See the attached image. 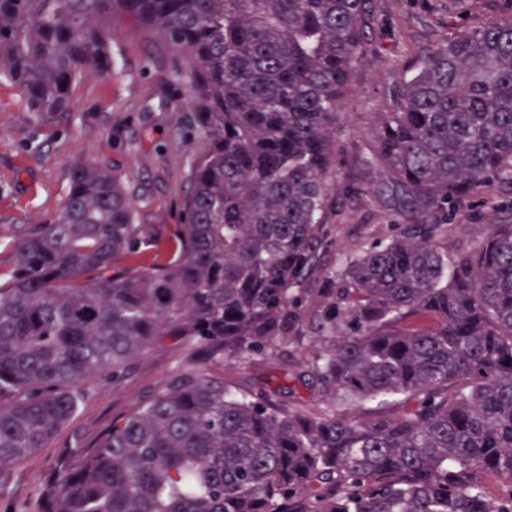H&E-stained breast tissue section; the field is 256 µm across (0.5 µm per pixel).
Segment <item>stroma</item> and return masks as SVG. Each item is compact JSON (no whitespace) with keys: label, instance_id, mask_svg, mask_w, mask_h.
I'll list each match as a JSON object with an SVG mask.
<instances>
[{"label":"stroma","instance_id":"stroma-1","mask_svg":"<svg viewBox=\"0 0 512 512\" xmlns=\"http://www.w3.org/2000/svg\"><path fill=\"white\" fill-rule=\"evenodd\" d=\"M373 4L372 41L339 107L338 184L331 195L338 208L327 214L336 246L324 256L326 274L311 283L319 292L334 287L328 272L344 254L387 239L395 225L406 221L378 172L363 164L376 148L379 117L388 111L404 69L417 64V50L430 48L448 30L474 26L506 8L505 0H481L477 9L452 17L446 10L448 0ZM111 47L112 71L85 76L73 92L68 112L50 122L29 111L15 85L0 81V269L7 258L5 246L57 214L73 165L88 161L121 177L135 200L138 223L154 229V240L144 241L143 250L169 254L189 189V159L199 148L182 132L185 85L171 78L184 63L171 48L118 22L112 25ZM506 209L512 211L510 187L491 200L481 193L473 195L449 208L439 245L452 255L472 248ZM321 347L309 336L303 343L282 347L278 354L221 366L205 360L194 346L169 340L152 348L132 364L122 381L96 379L85 384L86 400L68 427L12 468L7 491L0 496V512H31L61 456L78 445H95L114 418L159 391L179 370L219 374L231 389L246 392L289 386L292 406L319 411L329 393L318 382L297 381L296 375Z\"/></svg>","mask_w":512,"mask_h":512}]
</instances>
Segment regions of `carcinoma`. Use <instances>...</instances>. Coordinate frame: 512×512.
Returning a JSON list of instances; mask_svg holds the SVG:
<instances>
[{
    "instance_id": "carcinoma-1",
    "label": "carcinoma",
    "mask_w": 512,
    "mask_h": 512,
    "mask_svg": "<svg viewBox=\"0 0 512 512\" xmlns=\"http://www.w3.org/2000/svg\"><path fill=\"white\" fill-rule=\"evenodd\" d=\"M187 57L191 161L174 255L121 178L74 166L0 279V488L84 402L170 338L214 362L326 340L317 412L181 371L61 459L36 512H512V219L453 257L448 206L512 186V13L448 34L397 85L374 156L408 224L348 254L312 313L338 105L372 0H0V80L50 121L114 67L112 22ZM394 399L396 413L352 416Z\"/></svg>"
}]
</instances>
